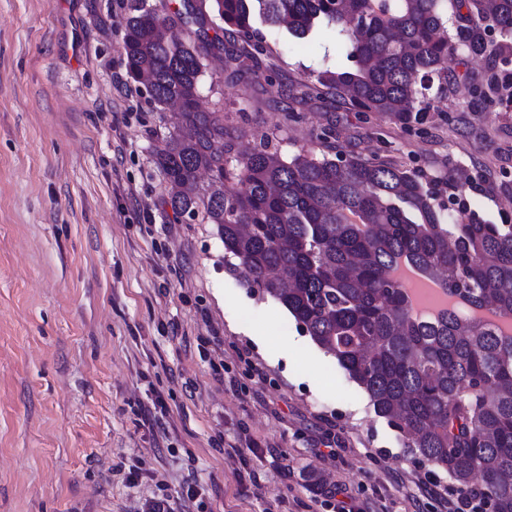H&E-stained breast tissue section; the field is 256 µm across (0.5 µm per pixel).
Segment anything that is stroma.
Wrapping results in <instances>:
<instances>
[{"mask_svg": "<svg viewBox=\"0 0 512 512\" xmlns=\"http://www.w3.org/2000/svg\"><path fill=\"white\" fill-rule=\"evenodd\" d=\"M130 3L0 0V512H143L160 482L172 512H336L320 493L338 486L355 512H445L447 472L230 270L216 225L167 205ZM256 29L270 81L212 60L200 83L232 153L271 136L288 161L324 136L335 158L455 176L481 220L512 224V106L484 92L500 60L460 53L404 125L299 87L330 30Z\"/></svg>", "mask_w": 512, "mask_h": 512, "instance_id": "35a3bbf8", "label": "stroma"}]
</instances>
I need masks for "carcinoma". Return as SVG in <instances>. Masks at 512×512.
Returning a JSON list of instances; mask_svg holds the SVG:
<instances>
[{
    "label": "carcinoma",
    "instance_id": "cac0c4a2",
    "mask_svg": "<svg viewBox=\"0 0 512 512\" xmlns=\"http://www.w3.org/2000/svg\"><path fill=\"white\" fill-rule=\"evenodd\" d=\"M211 15L221 21L212 35ZM257 20L296 39L333 28L352 67L310 73L299 86L409 124L460 49L512 55V0H132L122 36L131 77L172 112L153 158L174 214L217 225L232 267L364 388L405 447L461 484L480 479L494 512H512V337L454 312L414 323L385 277L405 255L471 304L512 314V225L486 224L462 200L449 221L423 174L403 165L333 160L313 147L286 162L267 142L226 158L224 116L197 107L204 59L226 34L247 44L226 47V67L262 54ZM487 88L512 106V73ZM202 170L211 181L198 191Z\"/></svg>",
    "mask_w": 512,
    "mask_h": 512
}]
</instances>
